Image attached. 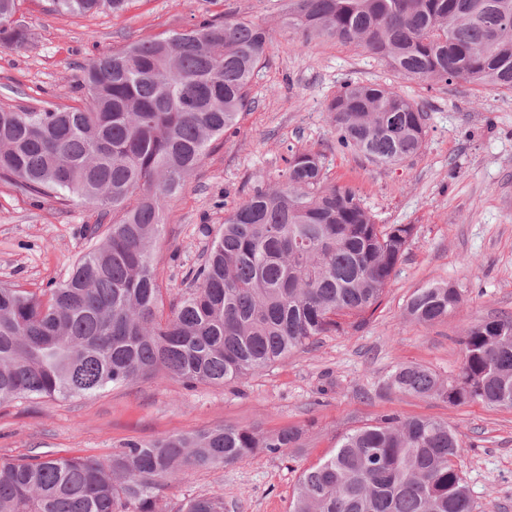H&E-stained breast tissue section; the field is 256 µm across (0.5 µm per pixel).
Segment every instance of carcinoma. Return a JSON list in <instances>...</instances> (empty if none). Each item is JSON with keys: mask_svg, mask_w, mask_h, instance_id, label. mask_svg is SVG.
I'll use <instances>...</instances> for the list:
<instances>
[{"mask_svg": "<svg viewBox=\"0 0 512 512\" xmlns=\"http://www.w3.org/2000/svg\"><path fill=\"white\" fill-rule=\"evenodd\" d=\"M60 14L124 9L126 0H50ZM305 41L355 44L406 79H457L512 90V0H288ZM18 0H0V46L21 49ZM263 24L205 20L146 36L85 65L84 106L0 107V180L27 196L73 195L112 213L101 243L37 296L0 286V404L92 395L138 379L193 387L263 370L320 336L361 328L412 239V224H379L350 187L325 184L319 154L295 151L279 179L224 213L193 287L164 302L152 243L162 212L234 128L272 43ZM340 147L375 165L416 155L420 103L393 86L352 82L327 103ZM450 283L417 289L405 315L431 325L463 304ZM388 388L452 406L512 408V317L467 328L456 381L401 365ZM288 428L215 426L145 444L104 462L0 458V512H158L160 493L188 470L234 465L299 445ZM447 421L384 415L342 437L299 476L289 512H476L455 464ZM179 512H224L199 496Z\"/></svg>", "mask_w": 512, "mask_h": 512, "instance_id": "carcinoma-1", "label": "carcinoma"}]
</instances>
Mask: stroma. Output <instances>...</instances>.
I'll return each mask as SVG.
<instances>
[{
  "instance_id": "35a3bbf8",
  "label": "stroma",
  "mask_w": 512,
  "mask_h": 512,
  "mask_svg": "<svg viewBox=\"0 0 512 512\" xmlns=\"http://www.w3.org/2000/svg\"><path fill=\"white\" fill-rule=\"evenodd\" d=\"M273 32L237 133L212 141L201 166L164 211L153 245L164 292L184 291L224 212L254 187L274 184L290 151L322 156L326 182L353 188L381 224L415 234L374 316L357 330L320 337L264 371L227 384L186 386L138 380L89 396L16 399L0 405V457L111 459L126 443L150 442L219 425L302 431L299 447L190 471L163 493L162 512L216 496L224 512H288L301 472L333 455L340 439L384 414L450 422L463 443L456 461L482 512H512V409L459 406L399 396L387 387L403 364L456 378L460 340L472 324L512 315V92L461 80L431 84L399 76L362 47L302 42L279 0H128L119 12L66 15L49 0H22L30 34L22 50L0 47V106H80L76 86L89 58L147 35L169 34L224 13ZM398 87L426 110L422 150L386 167L338 146L326 111L348 82ZM99 210L79 198L34 202L0 181V284L40 293L68 278L96 243ZM465 292L448 319L420 325L404 316L410 295L436 282Z\"/></svg>"
}]
</instances>
